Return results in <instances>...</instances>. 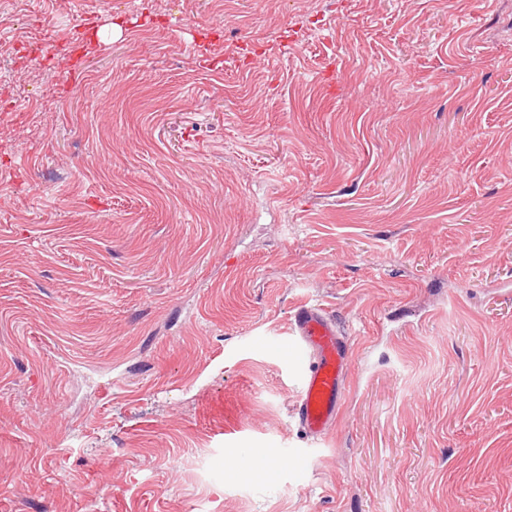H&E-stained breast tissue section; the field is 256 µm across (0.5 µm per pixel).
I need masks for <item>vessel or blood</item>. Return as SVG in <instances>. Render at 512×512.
<instances>
[{
  "instance_id": "1",
  "label": "vessel or blood",
  "mask_w": 512,
  "mask_h": 512,
  "mask_svg": "<svg viewBox=\"0 0 512 512\" xmlns=\"http://www.w3.org/2000/svg\"><path fill=\"white\" fill-rule=\"evenodd\" d=\"M275 348L302 372L295 408L299 426L307 437L326 436L336 425L344 395L351 357L345 337L322 306L303 304L294 313L292 339Z\"/></svg>"
}]
</instances>
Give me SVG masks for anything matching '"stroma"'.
I'll return each mask as SVG.
<instances>
[{"instance_id": "35a3bbf8", "label": "stroma", "mask_w": 512, "mask_h": 512, "mask_svg": "<svg viewBox=\"0 0 512 512\" xmlns=\"http://www.w3.org/2000/svg\"><path fill=\"white\" fill-rule=\"evenodd\" d=\"M0 512H512V0H0ZM293 317L292 339L274 346L302 372L297 422L307 437L319 439L336 426L351 351L322 306L302 304Z\"/></svg>"}]
</instances>
